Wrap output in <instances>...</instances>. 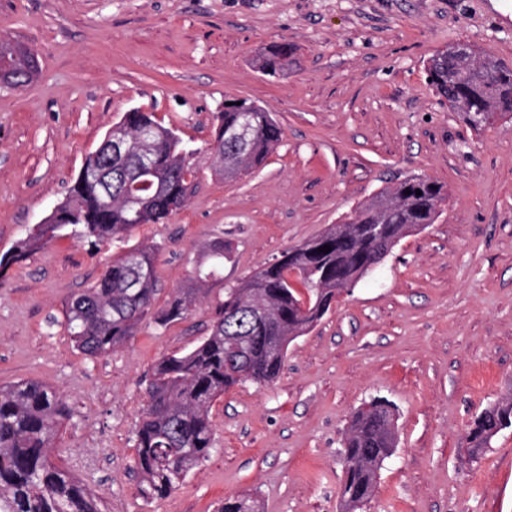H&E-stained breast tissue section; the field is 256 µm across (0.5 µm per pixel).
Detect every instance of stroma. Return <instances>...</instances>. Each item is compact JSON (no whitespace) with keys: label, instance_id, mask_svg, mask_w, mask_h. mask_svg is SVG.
<instances>
[{"label":"stroma","instance_id":"obj_1","mask_svg":"<svg viewBox=\"0 0 512 512\" xmlns=\"http://www.w3.org/2000/svg\"><path fill=\"white\" fill-rule=\"evenodd\" d=\"M491 2L0 0V37L39 62L29 85L0 87V255L65 200L131 109L201 152L230 98L257 101L283 131L233 181L197 159L165 223L97 249L62 237L0 271V385L63 397L53 460L103 512H217L245 493L261 512H341V441L377 397L394 404L398 439L362 512H512V429L477 460L466 440L477 414L512 396V118L474 131L426 78L429 58L460 41L512 65V18ZM275 42L295 53L269 76L254 59ZM410 175L447 188L435 223L290 343L276 381L218 398L208 456L171 494L144 499L135 432L155 364L209 334L228 288ZM219 242L224 276L183 318L145 320L105 357L75 348L65 303L107 262L155 246L160 308Z\"/></svg>","mask_w":512,"mask_h":512}]
</instances>
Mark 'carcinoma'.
<instances>
[{
	"label": "carcinoma",
	"instance_id": "carcinoma-1",
	"mask_svg": "<svg viewBox=\"0 0 512 512\" xmlns=\"http://www.w3.org/2000/svg\"><path fill=\"white\" fill-rule=\"evenodd\" d=\"M292 55L290 44L274 43L260 52L256 65L275 75L283 71L281 59ZM426 74L436 93L450 100L448 108L476 131L498 116L512 115V66L498 59L479 52L463 58L438 52ZM242 109L251 124L244 144L226 137ZM117 129L127 134V157L109 159L107 133L87 158L89 166H112L106 174L109 192L78 172L59 210L1 256V268L25 260L66 230L96 246L121 239L141 224H162L184 204L193 164L179 156L184 142L176 131L140 110L125 113L112 127ZM139 130L150 133L157 169L167 175L158 190L136 184L133 176ZM214 137L217 152L224 153V169L214 173L232 181L264 163L280 142L281 129L266 108L234 98L219 113ZM445 199L446 191L436 181L405 177L359 205L342 230L330 227L230 289L217 307L210 334L192 350L164 357L152 370L147 407L136 429L140 494L169 495L212 447L214 402L235 385L276 380L288 345L329 311L341 282L353 283L368 273L378 242L393 248L410 235L409 227L434 223ZM325 245L330 252L318 251ZM224 257V244L214 245L197 265L192 284L172 296L155 321L164 325L187 314L207 283L223 277ZM157 292L154 247H134L113 259L91 288L68 301L69 336L84 355L107 356L134 336L153 310ZM508 410L512 399L474 418L467 431L472 455L479 457L491 447ZM66 417L61 396L49 387L30 380L0 387V512H100L94 493L52 459ZM386 425L387 410L380 404L360 408L352 417L341 449L342 512H358L373 497L378 470L394 451ZM219 512H260V507L252 496L236 495L225 498Z\"/></svg>",
	"mask_w": 512,
	"mask_h": 512
}]
</instances>
